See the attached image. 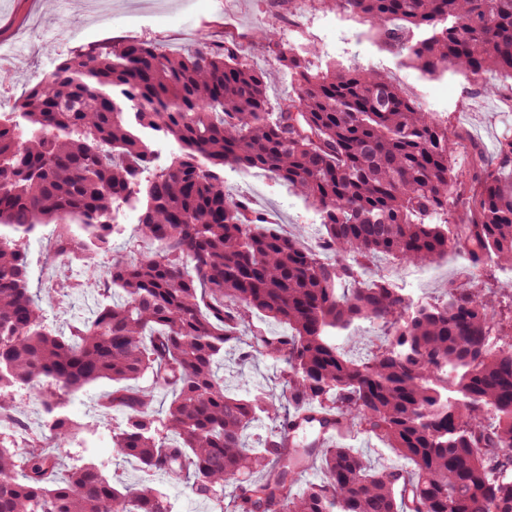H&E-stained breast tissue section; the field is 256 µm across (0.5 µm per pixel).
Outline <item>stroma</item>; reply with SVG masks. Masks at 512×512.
<instances>
[{
    "mask_svg": "<svg viewBox=\"0 0 512 512\" xmlns=\"http://www.w3.org/2000/svg\"><path fill=\"white\" fill-rule=\"evenodd\" d=\"M104 9L91 14L80 8L62 11L55 0H0V24L8 27L0 44L11 46L16 39L34 34L51 14H58L67 29L70 48L97 44L108 39H145L172 53L204 43L214 47L232 40L239 56L256 68H263L255 43L270 33L284 46L295 48L307 57L313 68L333 63L344 68H369L388 77L404 95L455 130L452 151L455 170L468 169L475 156L492 160L499 141L512 135V81L500 75L485 76L480 89L459 74L436 80L423 78L382 48L357 18L323 7L306 9L294 20H285L276 0H104ZM60 52L51 45L34 42L15 58L7 72L8 82L1 92L22 96L34 86L37 73L56 67ZM224 186L237 200L263 214L267 223L306 247L314 246L323 233L314 209L287 184L260 171L224 169ZM419 285L422 298L441 297L448 285L468 286L471 270L466 259L452 254L448 259L421 267ZM103 297L80 288L59 292L53 301L43 302L48 324L61 334H69L78 321L90 319ZM226 384L239 391L262 388L280 393L282 366L259 356L250 363L238 360V351L228 346L219 367ZM112 381L102 380L73 394L67 415L83 425L75 439L61 442L50 438L45 416L36 392L18 390L16 401L24 408L21 420L26 434L44 439L49 452L64 468L86 463L98 466L110 478L126 484L139 482L144 473L137 463L117 455L112 446V431L125 421L122 409L102 407L101 400L111 394ZM154 486L166 497L171 512H214L211 501L194 493L190 483L172 482L155 475Z\"/></svg>",
    "mask_w": 512,
    "mask_h": 512,
    "instance_id": "stroma-1",
    "label": "stroma"
}]
</instances>
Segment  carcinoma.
<instances>
[{
    "mask_svg": "<svg viewBox=\"0 0 512 512\" xmlns=\"http://www.w3.org/2000/svg\"><path fill=\"white\" fill-rule=\"evenodd\" d=\"M368 24L382 47L434 79L512 78V0H288ZM295 91L277 106L270 73L233 46L164 53L152 42H107L70 53L0 112V512H169L148 480L121 485L95 466L59 473L23 429L14 389H38L45 425L68 440L83 427L65 398L103 379L104 405L125 411L112 446L150 474L190 482L219 512H512V280L495 309L481 271L512 269V136L495 161L453 172L456 133L367 69L313 70L273 35L260 43ZM180 153L153 163L154 138ZM261 170L310 203L325 229L302 248L230 197L224 167ZM141 210L134 259L112 254V211ZM52 224L53 256L86 252L87 281L121 302L63 336L31 292L27 241ZM418 266L450 254L469 287L410 302L386 279L362 280L376 255ZM259 313L284 328L269 336ZM368 321L384 343L345 359L333 332ZM230 342L240 359L284 364L279 398L241 397L218 377ZM152 387L126 386L145 374ZM156 390L173 394L165 415ZM318 408L380 440L402 469L374 470L355 450L318 452L322 478L299 490L281 464L280 435ZM261 448L243 447L259 419ZM263 475L258 481L255 475Z\"/></svg>",
    "mask_w": 512,
    "mask_h": 512,
    "instance_id": "carcinoma-1",
    "label": "carcinoma"
}]
</instances>
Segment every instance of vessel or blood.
<instances>
[{
  "mask_svg": "<svg viewBox=\"0 0 512 512\" xmlns=\"http://www.w3.org/2000/svg\"><path fill=\"white\" fill-rule=\"evenodd\" d=\"M341 434L335 416L315 409L301 412L282 435L285 446L292 451L290 465L299 473L309 471L318 451L329 447Z\"/></svg>",
  "mask_w": 512,
  "mask_h": 512,
  "instance_id": "b4317fda",
  "label": "vessel or blood"
}]
</instances>
